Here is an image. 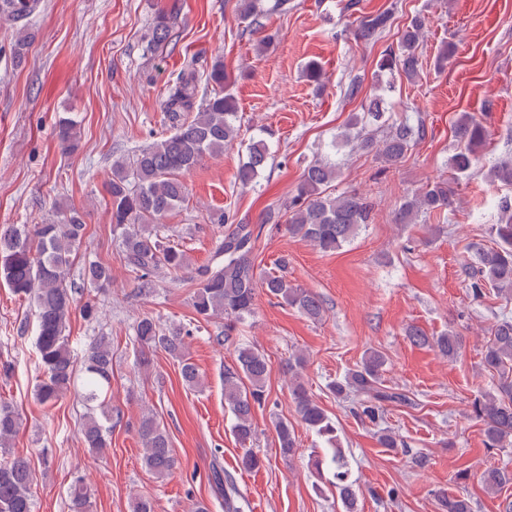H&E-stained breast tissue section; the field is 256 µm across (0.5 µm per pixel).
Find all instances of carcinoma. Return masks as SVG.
I'll list each match as a JSON object with an SVG mask.
<instances>
[{
  "label": "carcinoma",
  "instance_id": "obj_1",
  "mask_svg": "<svg viewBox=\"0 0 512 512\" xmlns=\"http://www.w3.org/2000/svg\"><path fill=\"white\" fill-rule=\"evenodd\" d=\"M40 5V0H0V22L5 21L14 29L12 54L18 62L34 39L30 22ZM238 11L242 19L255 25L265 14L262 0H238ZM393 22L391 10L367 16L357 29V40L373 45L390 30ZM424 28V18L412 17L401 30L397 45L382 54L378 69L389 72L396 69L407 80L415 81L419 75L418 48ZM173 39L170 17L157 16L153 26L154 49H163ZM228 82L221 61L214 62L205 73L189 65L183 68L169 83L164 101L173 132L139 150L131 159L118 158L112 163V178L107 186L112 234L120 242L125 267L142 288L149 287L155 273L162 268L174 281H180L179 273L187 265L186 253L180 245L161 241L148 226L160 223L185 201L187 188L179 178L182 172L191 169L206 154L223 153L238 138L237 102L224 91ZM454 132L463 146L451 156L449 165L456 175L464 176L478 163L479 152L486 145L487 130L464 113L458 117ZM423 136V124L414 126L406 119L392 122L379 140L373 135L352 138L342 134L352 149L374 150L389 165L403 159ZM57 138L63 150H75L78 121L72 116L61 117ZM269 158L266 140L259 138L249 144L247 161L238 170L239 184L244 188L256 184ZM340 175L341 170L334 164L324 161L310 164L286 207L288 234L310 242L323 252L338 250L374 219V206L368 196L357 191L337 195L328 192L330 184ZM487 178L492 183L512 186V158L493 164ZM453 193L448 180L430 181L404 199L394 222L414 224L420 217L439 215L451 206ZM498 207L500 222L489 230L495 246L481 249L476 264L465 268L473 299L484 298L490 289L503 301L487 328L482 349V366L491 376L492 388L471 404L472 416L482 424L483 443L489 449L512 445V313L508 309L512 303V198L502 197ZM218 223L224 225V239L217 248V258L196 275L192 305L197 316L205 321L218 316L224 318V340L228 342L237 326L253 315L256 288L260 287L305 317L322 318L324 306L320 297L288 280V260L280 259L276 271L257 277L254 265L257 235L252 225L236 220L230 213L221 214ZM84 231L82 215L76 210L61 212L43 224H12L1 228L0 278L15 294L30 299L36 308V348L44 373L37 387L39 400L52 403L72 392L87 405H96L100 415L89 416L82 436L90 451L102 454L110 446V427L106 423L112 419V410L101 397L107 394L111 383L112 348L106 337L96 339L84 358L83 376L79 378L66 335L74 295L78 293L66 278ZM81 276L103 288L112 282V269L90 261L84 265ZM406 336L415 345L436 348L450 361L459 357L463 346V338L452 332L431 339L419 327L411 326ZM134 342L139 349V365H149L148 354L160 349L181 360V376L188 388L195 389L201 384L198 370L186 358V343L180 330H165L153 317L144 316L134 327ZM305 363L301 354H294L288 360L295 411L300 421L324 438L332 451L329 458L315 456L311 467L319 475L324 466L332 465V486L344 512H357L356 490L348 481L344 455L337 446L336 423L302 380ZM385 366L384 354L370 350L355 368L330 383L328 389L339 399L354 397V414L360 421L377 427L378 443L384 448H397L401 442L390 429L381 427V422L387 406L408 405L411 400L385 385ZM268 371V359L252 346L235 347L234 361L224 366V402L234 416L232 431L243 450L241 467L249 472L265 465V459L251 445L256 436L255 409L268 404L265 389ZM19 427L20 417L15 408L1 402L0 512H34L33 473L26 459L9 452V442ZM275 432L280 456L286 461L292 459L296 452L292 423L277 420ZM137 434L144 448L142 464L148 471L163 475L177 467L169 435L155 417H142ZM510 483L512 471L506 468H487L481 475L482 486L492 493ZM211 484L225 512H241L239 492L232 481L224 480L222 471H212ZM90 498L91 490L83 479H76L69 490L70 512H88ZM437 504L439 512H472L471 501L464 493L440 491Z\"/></svg>",
  "mask_w": 512,
  "mask_h": 512
}]
</instances>
